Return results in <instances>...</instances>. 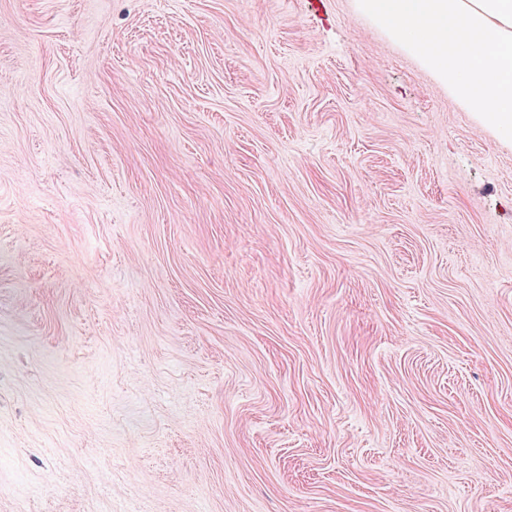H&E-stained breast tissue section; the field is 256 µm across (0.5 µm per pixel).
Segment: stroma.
I'll return each mask as SVG.
<instances>
[{
	"label": "stroma",
	"instance_id": "1",
	"mask_svg": "<svg viewBox=\"0 0 512 512\" xmlns=\"http://www.w3.org/2000/svg\"><path fill=\"white\" fill-rule=\"evenodd\" d=\"M0 512H512V144L355 0H0Z\"/></svg>",
	"mask_w": 512,
	"mask_h": 512
}]
</instances>
